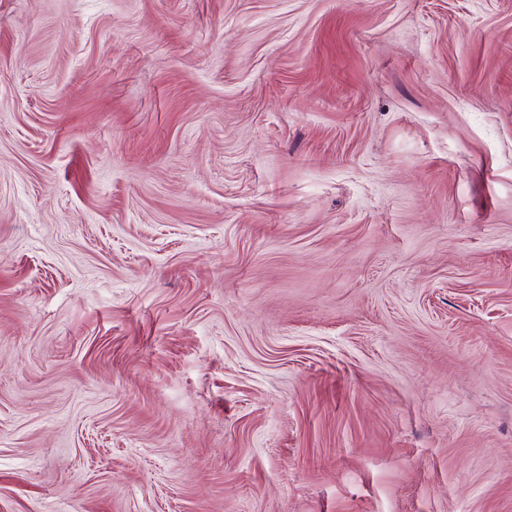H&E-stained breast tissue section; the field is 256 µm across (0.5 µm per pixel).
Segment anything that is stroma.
I'll use <instances>...</instances> for the list:
<instances>
[{
	"label": "stroma",
	"mask_w": 512,
	"mask_h": 512,
	"mask_svg": "<svg viewBox=\"0 0 512 512\" xmlns=\"http://www.w3.org/2000/svg\"><path fill=\"white\" fill-rule=\"evenodd\" d=\"M0 512H512V0H0Z\"/></svg>",
	"instance_id": "35a3bbf8"
}]
</instances>
